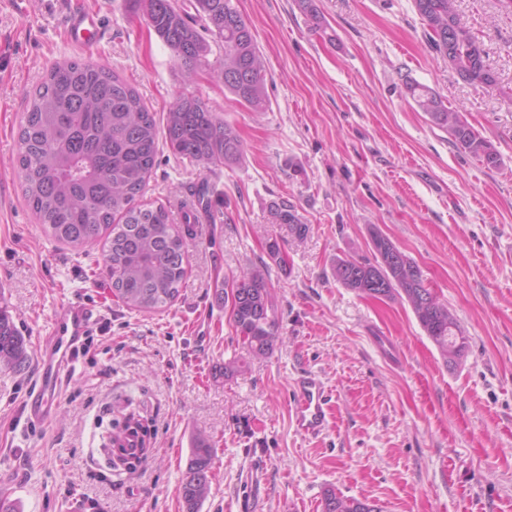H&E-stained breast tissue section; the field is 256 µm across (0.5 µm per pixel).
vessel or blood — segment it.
Segmentation results:
<instances>
[{
    "label": "vessel or blood",
    "instance_id": "1",
    "mask_svg": "<svg viewBox=\"0 0 512 512\" xmlns=\"http://www.w3.org/2000/svg\"><path fill=\"white\" fill-rule=\"evenodd\" d=\"M100 24L98 16L75 7L69 12L65 29L73 43L90 44L95 41ZM93 322L92 311L81 305L70 306L54 318L38 363L39 385L26 403L31 420L44 421L50 417L52 397L61 387L63 372ZM293 392L296 429L307 435L321 434L330 416L329 399L322 381L311 373L300 374L293 382Z\"/></svg>",
    "mask_w": 512,
    "mask_h": 512
}]
</instances>
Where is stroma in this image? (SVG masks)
<instances>
[{"label": "stroma", "mask_w": 512, "mask_h": 512, "mask_svg": "<svg viewBox=\"0 0 512 512\" xmlns=\"http://www.w3.org/2000/svg\"><path fill=\"white\" fill-rule=\"evenodd\" d=\"M107 33L69 42L67 0H0V304L31 364L0 368V498L20 512H183L180 481L195 437L216 449L200 512H322L325 490L381 512H512V102L460 80L428 45L413 0H234L264 63L267 108L254 112L211 70L188 71L128 0H79ZM486 63L512 88V0H455ZM116 71L163 120L200 99L235 130L239 162L209 173L159 144L144 202L165 205L187 246L178 298L128 309L101 245L53 239L28 206L15 162L25 96L54 63ZM432 88L501 156L458 150L405 91ZM210 212L180 208L202 182ZM288 201L310 231L275 223ZM377 228L416 261L468 338L446 365L404 300L342 286L337 258L374 257ZM278 242L283 262L268 255ZM265 271L274 342L251 357L215 291ZM93 308V343L64 378L54 417L30 420L33 362L64 306ZM234 363L225 374V363ZM319 374L329 430L292 421V380ZM151 429L134 469L109 468L102 435L128 411Z\"/></svg>", "instance_id": "35a3bbf8"}]
</instances>
